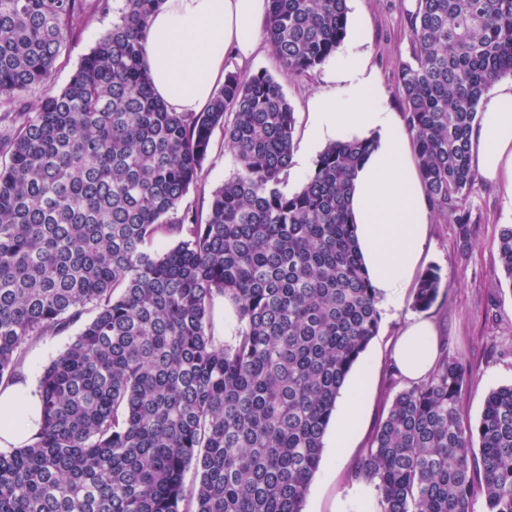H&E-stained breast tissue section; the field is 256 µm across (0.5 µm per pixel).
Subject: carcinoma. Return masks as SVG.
Here are the masks:
<instances>
[{"mask_svg": "<svg viewBox=\"0 0 512 512\" xmlns=\"http://www.w3.org/2000/svg\"><path fill=\"white\" fill-rule=\"evenodd\" d=\"M94 0L112 27L55 87L84 0H0V384L28 346L78 327L46 364L36 440L0 452V512H303L346 378L379 328L348 196L373 140L332 142L282 190L295 112L283 82L335 54L347 0H270L278 75L228 72L202 112H172L143 65L163 0ZM397 69L432 210L477 174L480 99L512 76V0H417ZM41 92L35 111L26 97ZM224 128L236 172L206 218L184 204ZM160 238L172 245L152 248ZM496 248L512 281V224ZM441 285L423 272L415 306ZM230 302L232 342L213 335ZM463 364L399 392L350 478L379 512H512V384L464 421ZM192 469L195 483L184 485ZM237 329V321L232 306L219 298L214 306L213 331L220 341L231 342Z\"/></svg>", "mask_w": 512, "mask_h": 512, "instance_id": "carcinoma-1", "label": "carcinoma"}]
</instances>
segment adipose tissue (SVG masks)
<instances>
[{"mask_svg":"<svg viewBox=\"0 0 512 512\" xmlns=\"http://www.w3.org/2000/svg\"><path fill=\"white\" fill-rule=\"evenodd\" d=\"M268 9L269 0H163L145 43L155 96L174 112L203 111L224 80L226 57L243 64L258 51ZM333 80L334 87L308 100L298 162L307 164L329 141L375 138L374 150L355 174L350 209L376 297L397 309L401 289L409 287L419 267L433 218L412 137L398 114L383 106L376 76L362 56L341 55ZM469 145L477 174L512 190V81L496 83L483 96ZM394 357L406 378L424 377L437 358L433 325L413 320ZM369 378V367H362L343 394L335 447H348L360 425ZM40 428V399L30 378L0 385V449L31 443Z\"/></svg>","mask_w":512,"mask_h":512,"instance_id":"obj_1","label":"adipose tissue"}]
</instances>
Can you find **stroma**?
Listing matches in <instances>:
<instances>
[{
	"label": "stroma",
	"instance_id": "35a3bbf8",
	"mask_svg": "<svg viewBox=\"0 0 512 512\" xmlns=\"http://www.w3.org/2000/svg\"><path fill=\"white\" fill-rule=\"evenodd\" d=\"M348 7V25L361 29L385 106L402 112L397 66L410 55L408 16L416 0H348ZM111 25V16L93 13L73 33L57 63V86L69 81L82 57ZM335 64V58H328L308 76L285 82L296 117L295 143L303 141L309 97L326 88V76ZM235 169V159L224 146V131L215 128L204 178L190 189L186 203L206 212L212 192ZM460 206L471 215L468 228H461L451 213L434 216L429 226L420 266L440 272L442 286L435 303L424 311L416 309L415 290L410 287L401 308L381 310L378 333L362 355L371 366V383L361 426L351 447L340 453L333 448L332 436H325L303 512H366L377 507L375 487L351 481L350 472L369 448L396 394L411 385L396 367L394 345L412 319L422 317L434 324L442 354L452 360L465 358L466 384L459 406L468 421L479 420L491 389L512 383V283L501 271L496 249L501 226L512 224V192L480 179Z\"/></svg>",
	"mask_w": 512,
	"mask_h": 512
}]
</instances>
